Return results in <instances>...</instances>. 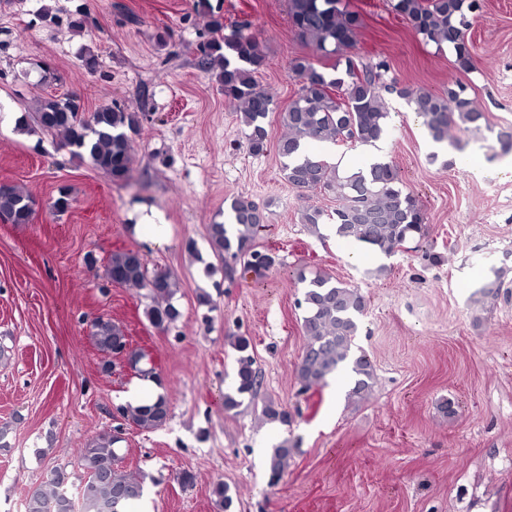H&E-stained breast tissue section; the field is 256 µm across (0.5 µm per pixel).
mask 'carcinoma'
Wrapping results in <instances>:
<instances>
[{
    "mask_svg": "<svg viewBox=\"0 0 512 512\" xmlns=\"http://www.w3.org/2000/svg\"><path fill=\"white\" fill-rule=\"evenodd\" d=\"M341 0H289V16L296 34L326 55L345 58L347 79L336 78L317 69L305 58L291 61V70L300 78L298 96L282 114L284 133L278 140V154L288 182L301 192L324 191L336 197V208L327 212L307 206L301 223L313 228L321 224L336 227V237L360 243L390 255L415 239L428 234L426 215L417 199L405 192L394 165L377 161L369 167L345 173L312 145H343L349 148L373 146L387 133L388 116L382 91L395 93L414 105L430 138L445 144L457 122L476 124L483 118L473 103L454 92L439 94L425 89L399 88L382 82L383 61L357 63L349 56L362 26L360 14L338 7ZM472 0H393V9L410 27L428 42L453 46L456 65L463 70L474 67V58L464 39L469 27L467 13L473 11ZM250 24L230 26L223 37L200 45L198 65L220 83L224 97L237 107L247 129L249 153L264 152L268 138L266 119L273 110V96L257 88L254 74L264 65L265 54L258 38L248 32ZM20 122L58 136L77 156H88L94 166L114 182L131 178L134 152L131 134L137 132L136 113L117 104L103 105L88 112L76 96L48 97L37 101L35 111ZM31 197L16 185L0 187V219L11 224H28L32 219ZM228 223L209 226V238L215 252L224 259L227 271L234 263L244 262L249 270L269 268L272 256L255 249V236L263 224L259 205L237 197L230 203ZM106 278L128 288H147L153 303L145 311L156 327L169 325L181 313L172 299L179 288L169 272L149 273L143 255L135 250L113 253L106 268ZM304 310L303 334L306 338L297 378L303 391L325 386L334 375L345 373L350 380L347 398L353 402L367 399L374 387V367L362 350L355 349V338L364 313L365 299L359 289L346 285L327 273L301 275ZM97 347L108 355L120 354L136 365L146 359L140 349L131 348L124 329L110 321L97 320L93 325ZM238 352L234 374L235 387L224 394V408L233 410L244 400H254L257 370L250 354V340L232 337ZM119 415L141 429L162 426L169 415L164 396L142 407L121 405ZM265 420L288 424V413L278 404L262 405ZM118 431L106 432L90 439L79 452L84 478L67 497V472L50 469L42 484L26 499L25 512H74L78 499L80 512H130L143 495L140 474L125 470ZM292 456V446L284 440L269 457L271 479L282 478Z\"/></svg>",
    "mask_w": 512,
    "mask_h": 512,
    "instance_id": "cac0c4a2",
    "label": "carcinoma"
}]
</instances>
